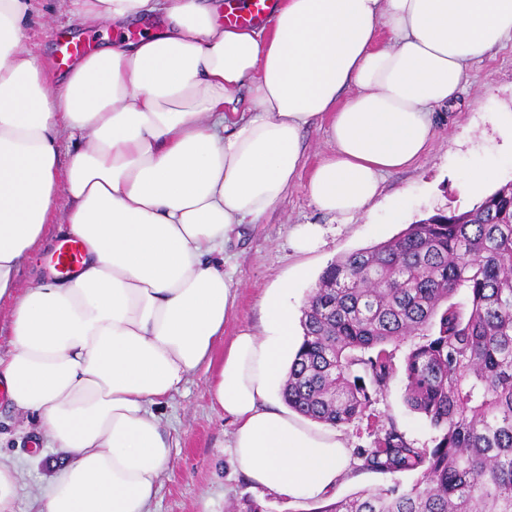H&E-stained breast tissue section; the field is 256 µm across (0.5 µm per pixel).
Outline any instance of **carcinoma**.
I'll list each match as a JSON object with an SVG mask.
<instances>
[{
  "instance_id": "obj_1",
  "label": "carcinoma",
  "mask_w": 512,
  "mask_h": 512,
  "mask_svg": "<svg viewBox=\"0 0 512 512\" xmlns=\"http://www.w3.org/2000/svg\"><path fill=\"white\" fill-rule=\"evenodd\" d=\"M467 302H455L459 289ZM303 341L281 395L338 427L371 418L404 358L405 403L434 429L417 448L395 425L364 466L420 471L407 489H364L318 512H512V184L440 211L327 266L308 297Z\"/></svg>"
}]
</instances>
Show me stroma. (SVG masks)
Masks as SVG:
<instances>
[{"instance_id":"1","label":"stroma","mask_w":512,"mask_h":512,"mask_svg":"<svg viewBox=\"0 0 512 512\" xmlns=\"http://www.w3.org/2000/svg\"><path fill=\"white\" fill-rule=\"evenodd\" d=\"M34 6L27 47L43 59L53 78L66 71L59 63L60 45L65 40L91 49L140 29L136 23L120 27L70 25L64 0H35ZM301 150L300 179L262 223L245 225L241 237L225 247L224 271L234 284L225 338H232L243 328L262 332L260 301L279 282L292 280L294 291L289 302L295 308H303L319 274L331 262L381 242L383 236H395L409 224L437 211L472 206L493 186L512 183V42L495 47L472 64L458 106L436 111L434 137L427 153L410 167L385 177L371 213L354 223L337 225L328 232L324 246L306 254L292 249L288 232L296 224L329 221L314 208L305 188L306 176L329 151L325 125L313 124L303 131ZM487 164L496 168L494 184L470 187L469 173ZM70 207L69 199L58 195L55 221L45 227L46 246L20 264V288L34 287L49 275L50 257L66 236L58 224L65 220ZM214 376V370L199 369L177 393L155 408L171 455L150 505L151 512H231L246 499L260 502L269 512H316L321 500L298 501L260 492L234 468L227 449L233 425L213 402ZM403 393L404 377L395 375L387 388L376 395L372 410L380 424L395 422L415 447H430L434 432L408 409ZM40 439L34 419L17 412L0 394V454L15 460L20 471L16 512H36L39 489L54 473L50 463L58 459V452L48 451L45 459L38 462L32 459L33 444ZM416 478L413 472L392 475L358 463L337 483L334 497L339 500L363 489L395 482L406 488Z\"/></svg>"}]
</instances>
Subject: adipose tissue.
I'll list each match as a JSON object with an SVG mask.
<instances>
[{
	"instance_id": "adipose-tissue-1",
	"label": "adipose tissue",
	"mask_w": 512,
	"mask_h": 512,
	"mask_svg": "<svg viewBox=\"0 0 512 512\" xmlns=\"http://www.w3.org/2000/svg\"><path fill=\"white\" fill-rule=\"evenodd\" d=\"M31 16L30 0H0V388L65 457L37 512H150L171 454L154 407L220 340L213 398L236 468L265 492L329 498L349 448L273 400L302 342L292 284L262 299L263 334L225 339L232 283L215 258L279 204L322 119L310 201L341 224L367 214L383 177L426 154L471 64L512 41V0H277L259 28L225 25L223 0H72L74 25L162 23L53 87L26 46ZM244 87L247 112L232 106ZM63 129L77 146L62 166ZM60 192L82 263L17 293Z\"/></svg>"
}]
</instances>
